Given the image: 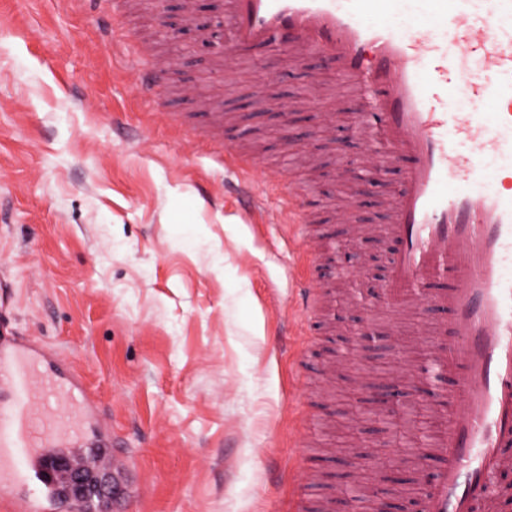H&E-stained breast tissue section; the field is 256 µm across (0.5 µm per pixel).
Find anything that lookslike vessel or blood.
Returning <instances> with one entry per match:
<instances>
[{"mask_svg": "<svg viewBox=\"0 0 512 512\" xmlns=\"http://www.w3.org/2000/svg\"><path fill=\"white\" fill-rule=\"evenodd\" d=\"M419 22L396 31L400 0H224L234 47L279 41L295 59L335 63L364 103L354 125L381 132L404 164L387 197L390 265L379 282L385 311L425 305L442 318L433 356L452 389L431 404L444 422L433 456L415 458L420 491L409 512H496L489 479L512 471V193L476 189L486 157L512 156V0L472 15L468 0H421ZM465 99L485 112H465ZM468 151H458V143ZM247 214L262 210L248 174L237 173ZM288 222L302 230L300 253L317 262L321 238L302 195L288 190ZM98 464L84 484L70 478L87 456ZM101 410L80 377L54 353L0 331V495L22 493L24 512L62 504L89 512L105 485L114 507L137 489L122 477Z\"/></svg>", "mask_w": 512, "mask_h": 512, "instance_id": "obj_1", "label": "vessel or blood"}]
</instances>
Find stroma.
<instances>
[{"label": "stroma", "instance_id": "35a3bbf8", "mask_svg": "<svg viewBox=\"0 0 512 512\" xmlns=\"http://www.w3.org/2000/svg\"><path fill=\"white\" fill-rule=\"evenodd\" d=\"M112 2L0 0V271L13 281L11 326L101 403L139 484L120 512H297L341 499L360 474L365 489L400 502L416 490L409 466L401 485L380 487L336 461L389 450L357 435L384 417L354 415L346 397L367 399L393 360L346 353V327L370 323L397 345L408 382L432 347L415 320L395 325L362 305L371 268L338 279L348 225L369 226L362 250L383 266L389 258L381 197L349 205L336 172L365 150L351 129L359 98L335 65L294 60L275 43L238 52L225 74L218 46L164 33L162 21L182 23L183 0H130L126 14ZM138 39L163 65L152 103L135 90L146 69ZM245 103L225 142L304 185L328 238L306 311L287 225L241 214L222 145L194 134ZM288 105L289 128L279 117ZM334 106L338 137L328 140L321 116ZM301 462L317 485L295 483Z\"/></svg>", "mask_w": 512, "mask_h": 512}]
</instances>
